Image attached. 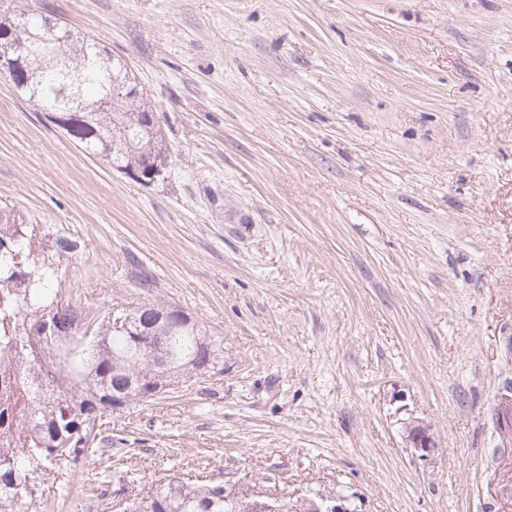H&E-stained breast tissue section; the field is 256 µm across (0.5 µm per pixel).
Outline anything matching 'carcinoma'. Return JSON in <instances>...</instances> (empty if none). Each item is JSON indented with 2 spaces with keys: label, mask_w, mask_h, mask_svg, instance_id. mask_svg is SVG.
Here are the masks:
<instances>
[{
  "label": "carcinoma",
  "mask_w": 512,
  "mask_h": 512,
  "mask_svg": "<svg viewBox=\"0 0 512 512\" xmlns=\"http://www.w3.org/2000/svg\"><path fill=\"white\" fill-rule=\"evenodd\" d=\"M45 23V17L31 11L13 20L0 17V29L29 44L50 37ZM61 55L66 63L24 91L28 101L44 112L81 111L84 121L64 134L117 171L147 164L168 170L164 135L144 133L143 119L112 97V84L128 74L126 64L97 56L93 40L76 48L65 41ZM37 238L38 225L0 206V512H29L39 475L59 473L55 460L74 466L92 442H104L96 415L112 406V398L143 399L129 386L127 369H147L138 363L135 337L158 335L159 316L168 317L171 328L167 339L155 340L154 350L166 355L170 365L144 382L158 393L184 380L186 363L198 355L197 341L205 338L212 344L216 361L224 352L222 340L197 321L179 326L182 319L169 316V305L115 304L117 315L128 318L127 327H113L108 315L88 320L98 345L72 352L69 372L62 374L51 339L54 329L70 327L77 309L58 305L53 294L58 268L45 251H36ZM157 496L160 512H240L235 502L224 500L220 483H187L177 474Z\"/></svg>",
  "instance_id": "1"
}]
</instances>
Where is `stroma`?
I'll list each match as a JSON object with an SVG mask.
<instances>
[{"mask_svg":"<svg viewBox=\"0 0 512 512\" xmlns=\"http://www.w3.org/2000/svg\"><path fill=\"white\" fill-rule=\"evenodd\" d=\"M127 63L169 173L86 154L0 78V204L77 243L62 302L160 300L221 373L114 413L40 512L171 473L362 512H512V0H0ZM431 425L422 461L401 421ZM301 512H358V506L349 496H327L320 492L305 496L300 503Z\"/></svg>","mask_w":512,"mask_h":512,"instance_id":"1","label":"stroma"}]
</instances>
